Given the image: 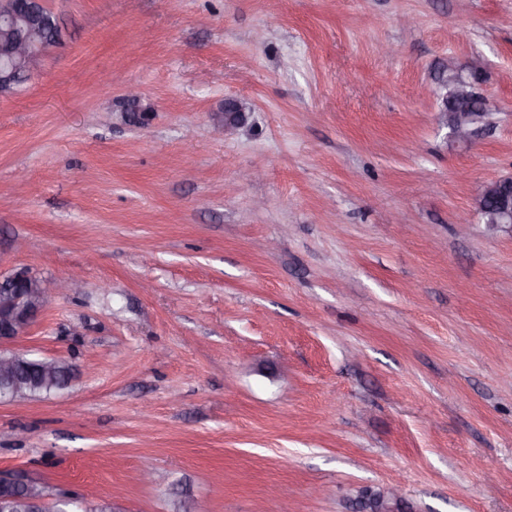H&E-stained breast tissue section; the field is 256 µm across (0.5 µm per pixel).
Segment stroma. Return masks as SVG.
Masks as SVG:
<instances>
[{
  "instance_id": "35a3bbf8",
  "label": "stroma",
  "mask_w": 512,
  "mask_h": 512,
  "mask_svg": "<svg viewBox=\"0 0 512 512\" xmlns=\"http://www.w3.org/2000/svg\"><path fill=\"white\" fill-rule=\"evenodd\" d=\"M47 5L0 95V277L81 270L10 345L78 371L0 403V470L119 512H512V237L474 212L512 175V0ZM477 56L461 144L438 78ZM369 499L377 502V507L372 512H399L405 501L400 490L397 488H387L382 492L370 494L364 503L367 504Z\"/></svg>"
}]
</instances>
